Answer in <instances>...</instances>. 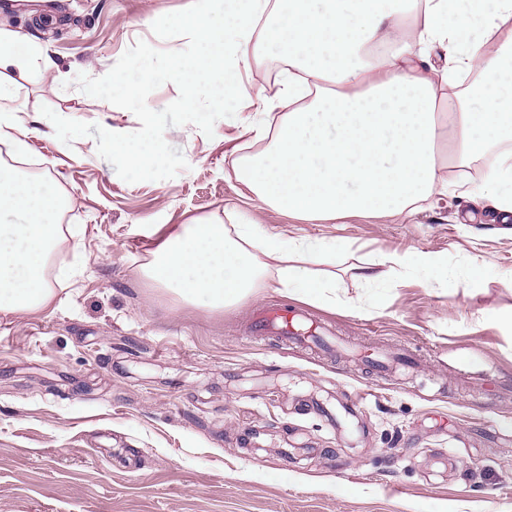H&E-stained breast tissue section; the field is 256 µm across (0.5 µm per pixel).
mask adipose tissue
I'll list each match as a JSON object with an SVG mask.
<instances>
[{"label":"adipose tissue","instance_id":"ef3b65f1","mask_svg":"<svg viewBox=\"0 0 512 512\" xmlns=\"http://www.w3.org/2000/svg\"><path fill=\"white\" fill-rule=\"evenodd\" d=\"M416 13L404 37L398 16ZM512 0H203L183 25L196 50L166 62L188 87L224 90L230 114L265 108L267 95L236 94L252 49L287 62L274 96L289 111L276 130L247 127L267 148L237 160L239 180L264 205L321 222L394 217L436 195L488 200L512 221ZM447 52L434 67V46ZM500 153L479 182L444 181L492 148ZM64 197L52 179L18 177L0 166V315L47 309L46 274L63 238ZM345 243L263 235L249 218L197 221L171 234L144 267L184 302L221 311L270 288L329 307L342 282L321 275Z\"/></svg>","mask_w":512,"mask_h":512}]
</instances>
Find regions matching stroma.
<instances>
[{
  "label": "stroma",
  "mask_w": 512,
  "mask_h": 512,
  "mask_svg": "<svg viewBox=\"0 0 512 512\" xmlns=\"http://www.w3.org/2000/svg\"><path fill=\"white\" fill-rule=\"evenodd\" d=\"M192 0H0V27L40 45L46 65L0 72L18 91L28 149L0 154L57 180L70 200L53 267L81 273L54 306L0 316V512H512V230L462 222L466 201L434 196L395 219L301 222L257 203L236 160L260 149L247 115L213 136L172 126L189 164L128 183L93 137L61 142L41 106L131 133L130 111L75 84L100 78ZM254 218L287 238L338 240L345 266L429 252L443 268L397 269L378 288L343 274L335 310L266 290L215 312L142 275L183 225ZM489 272L464 276L472 257ZM275 303L355 346L390 345L416 372L379 375L336 354L252 337ZM367 398L357 408L348 400Z\"/></svg>",
  "instance_id": "35a3bbf8"
}]
</instances>
